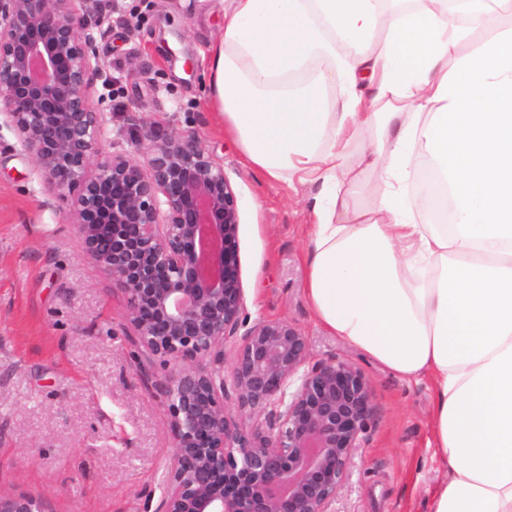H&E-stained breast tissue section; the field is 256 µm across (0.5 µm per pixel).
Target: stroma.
Listing matches in <instances>:
<instances>
[{
	"label": "stroma",
	"mask_w": 512,
	"mask_h": 512,
	"mask_svg": "<svg viewBox=\"0 0 512 512\" xmlns=\"http://www.w3.org/2000/svg\"><path fill=\"white\" fill-rule=\"evenodd\" d=\"M220 0H107L92 28L111 87L107 147L141 117L157 133L200 135L239 207L238 274L249 322L286 320L313 360L347 359L370 379L374 416L334 512H427L443 479L431 439L433 385L409 382L330 334L304 293L310 204L318 185L268 182L207 107L206 44ZM15 131L0 125V493L50 498L54 512H142L172 450L163 368L141 353L124 297L92 265Z\"/></svg>",
	"instance_id": "1"
}]
</instances>
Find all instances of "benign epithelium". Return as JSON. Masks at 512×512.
<instances>
[{
    "label": "benign epithelium",
    "instance_id": "benign-epithelium-1",
    "mask_svg": "<svg viewBox=\"0 0 512 512\" xmlns=\"http://www.w3.org/2000/svg\"><path fill=\"white\" fill-rule=\"evenodd\" d=\"M87 17L85 0H0V123L49 189L79 188L69 223L124 296L135 343L169 366L172 451L143 512H332L365 445L371 381L349 360H311L288 321L246 326L237 195L198 137L145 120L130 148L106 149ZM0 512L54 510L18 493Z\"/></svg>",
    "mask_w": 512,
    "mask_h": 512
}]
</instances>
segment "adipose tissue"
<instances>
[{
    "instance_id": "adipose-tissue-1",
    "label": "adipose tissue",
    "mask_w": 512,
    "mask_h": 512,
    "mask_svg": "<svg viewBox=\"0 0 512 512\" xmlns=\"http://www.w3.org/2000/svg\"><path fill=\"white\" fill-rule=\"evenodd\" d=\"M209 104L253 168L320 183L304 291L318 322L408 381L430 379L428 512H512V0H465L490 35L471 53L448 0H221ZM319 67L292 87L289 75ZM341 95L322 111L326 83ZM373 131L358 166L357 132ZM450 203L438 223L422 180ZM378 177L362 208L336 188Z\"/></svg>"
}]
</instances>
